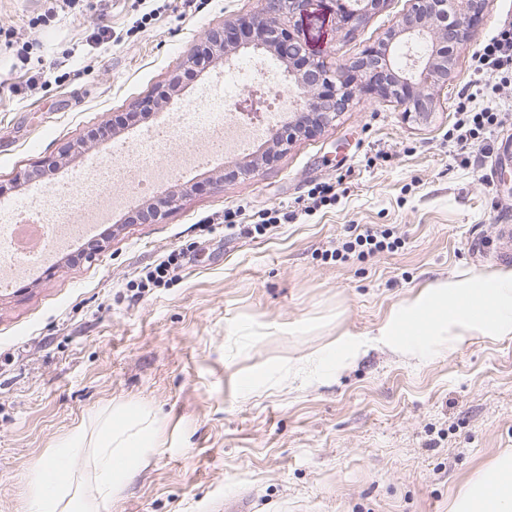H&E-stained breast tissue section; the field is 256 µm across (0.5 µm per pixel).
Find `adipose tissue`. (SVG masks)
<instances>
[{
  "instance_id": "obj_1",
  "label": "adipose tissue",
  "mask_w": 512,
  "mask_h": 512,
  "mask_svg": "<svg viewBox=\"0 0 512 512\" xmlns=\"http://www.w3.org/2000/svg\"><path fill=\"white\" fill-rule=\"evenodd\" d=\"M512 335V271L429 284L393 310L370 341L338 337L336 366L355 364L368 347H384L410 359L427 360L453 349L467 337ZM159 421L139 408L102 412L94 435L77 429L28 482V512H98L159 454ZM89 454L86 478L74 476L71 459ZM448 512H512V451L498 454L477 470L451 499Z\"/></svg>"
}]
</instances>
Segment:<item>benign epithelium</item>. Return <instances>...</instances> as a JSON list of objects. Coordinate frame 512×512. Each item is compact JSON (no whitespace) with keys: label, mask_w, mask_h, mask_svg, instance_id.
I'll return each instance as SVG.
<instances>
[{"label":"benign epithelium","mask_w":512,"mask_h":512,"mask_svg":"<svg viewBox=\"0 0 512 512\" xmlns=\"http://www.w3.org/2000/svg\"><path fill=\"white\" fill-rule=\"evenodd\" d=\"M308 0H262L261 16L238 25L208 32L201 47L185 61L187 68L201 65L203 58L224 53L235 42L239 27L258 30L255 43L246 47L270 55L286 67L288 79L299 90L291 119L273 130L272 142L287 147L332 122L346 111L354 94L355 78L382 99H392L408 118H425L435 107V92L448 85L455 68V52L468 40L474 22L487 0H411L389 35L384 49L368 50L334 71L320 61L308 69L294 70L291 61L303 57L304 47L276 22V15L295 10ZM344 25L355 28L379 10L384 0H333ZM174 81L158 87L144 106L161 105L171 99Z\"/></svg>","instance_id":"1"}]
</instances>
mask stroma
Returning <instances> with one entry per match:
<instances>
[{
  "label": "stroma",
  "instance_id": "obj_1",
  "mask_svg": "<svg viewBox=\"0 0 512 512\" xmlns=\"http://www.w3.org/2000/svg\"><path fill=\"white\" fill-rule=\"evenodd\" d=\"M409 0H386L353 32L334 0L279 16L307 57L331 67L386 41ZM260 0H0V218L62 182L82 183L89 162L125 168L108 184L124 202L102 249L69 242L57 256L8 268L0 292V512H27L30 473L77 426L138 405L161 418L162 451L99 512H448L470 474L512 449V337H473L417 363L371 348L341 374L293 375L330 356L337 337H371L391 311L445 278L512 271L500 225H512V83L475 72L472 57L512 0H490L457 53L455 71L424 120L357 92L348 110L288 149L258 140L221 162L188 165L171 127L224 97L228 62L182 63L205 34L260 11ZM107 28V40L92 33ZM177 78L148 119L114 125L153 89ZM500 114L479 138L477 164L450 140L461 95ZM111 127L41 181L20 172ZM169 128L161 145L145 129ZM385 151L379 159L377 151ZM334 205L304 213L320 185ZM171 199L158 222L124 213ZM237 214L225 229V211ZM288 221L240 234L267 211ZM398 248L331 258L363 225ZM183 252L171 281L139 291L141 275Z\"/></svg>",
  "mask_w": 512,
  "mask_h": 512
}]
</instances>
